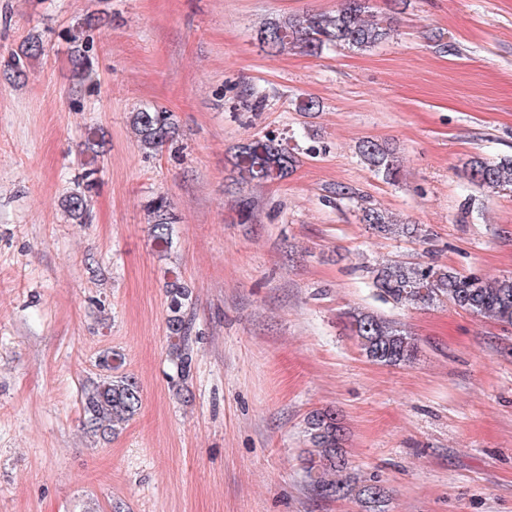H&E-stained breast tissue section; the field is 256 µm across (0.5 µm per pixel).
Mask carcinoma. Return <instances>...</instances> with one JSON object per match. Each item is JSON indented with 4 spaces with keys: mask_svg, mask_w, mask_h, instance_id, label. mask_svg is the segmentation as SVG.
<instances>
[{
    "mask_svg": "<svg viewBox=\"0 0 512 512\" xmlns=\"http://www.w3.org/2000/svg\"><path fill=\"white\" fill-rule=\"evenodd\" d=\"M370 0H342L334 13H306L281 22L269 23L257 31V40L270 52L280 53L298 48L309 55L320 54L328 45L347 46L358 50L375 47L388 35L390 28L366 19ZM106 18L90 14L78 19L62 34L68 44V56L73 77L81 84L96 82L92 67L93 41L90 32ZM43 42L32 34L20 51L11 54L8 67L13 76L25 75V62L41 55ZM130 128L140 149L157 152L174 140L176 121L173 114L157 109H141L131 118ZM103 141L97 129L87 132L85 153L74 190L66 199V212L78 224L91 219L90 201L86 192L97 181L100 152L96 147ZM359 156L372 172L389 181L400 175V163L395 152L374 140H364ZM234 167L242 178L257 181L281 180L299 162L275 135L252 138L238 145L234 152ZM467 177L480 189L497 193L512 189V158L487 160L476 157L469 163ZM151 233L156 246L170 242L174 216L168 198L159 196L147 206ZM360 223L379 236H403L410 239L427 236L420 224H404L389 212L371 205L359 207ZM373 284L379 297L397 306L432 305L447 301L476 316L512 326V276L486 278L478 274L462 275L447 266L432 263L408 265L387 263L373 270ZM169 300L167 331L168 360L176 368L177 378L171 388L177 398L185 396V380L192 364L191 326L186 313L188 290L179 278L167 282ZM349 326L360 349L374 362L402 365L412 362L418 346L399 324L370 312L348 314ZM121 354L106 351L98 366L102 374L82 385L80 404L83 430L92 437L107 440L118 434L141 406V386L132 375L121 371ZM311 450L308 451L307 472L318 495L327 498L354 497L373 505V512H386L388 491L374 480H362L350 471L341 446V429L332 413L311 415L308 419Z\"/></svg>",
    "mask_w": 512,
    "mask_h": 512,
    "instance_id": "1",
    "label": "carcinoma"
}]
</instances>
